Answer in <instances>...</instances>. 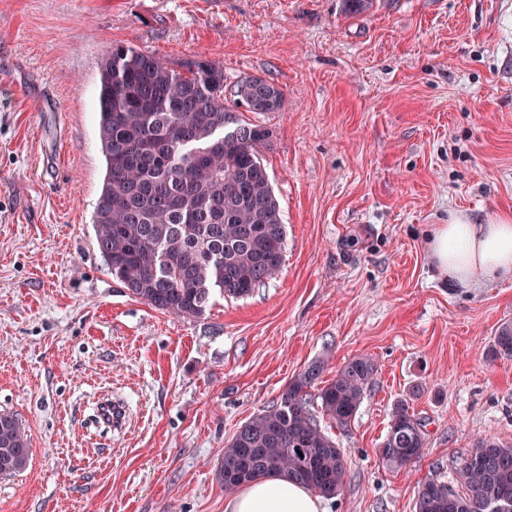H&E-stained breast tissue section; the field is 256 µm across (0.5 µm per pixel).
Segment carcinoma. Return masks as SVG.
Returning <instances> with one entry per match:
<instances>
[{
    "instance_id": "obj_1",
    "label": "carcinoma",
    "mask_w": 512,
    "mask_h": 512,
    "mask_svg": "<svg viewBox=\"0 0 512 512\" xmlns=\"http://www.w3.org/2000/svg\"><path fill=\"white\" fill-rule=\"evenodd\" d=\"M250 112H277L283 92L268 82L252 91L236 84ZM99 139L106 175L93 229L98 250L133 296L185 317L204 315L210 298H246L275 278L287 233L260 151L271 138L262 125L240 122L224 103V64L203 55L179 64L134 47L114 46L100 62ZM235 125L238 136L226 127ZM494 357H512V322L490 341ZM314 361L280 399L254 415L224 446L221 478L233 492L265 476H284L324 497L341 490L345 452L307 407L318 388L322 413L340 427L356 415L377 372L369 356L346 362L324 386ZM427 447L423 424L407 401L394 407L380 456L405 469ZM252 452L247 453L245 449ZM22 420L0 418V465L27 467ZM458 487L434 478L418 486L415 512H512V445L480 438L456 469Z\"/></svg>"
}]
</instances>
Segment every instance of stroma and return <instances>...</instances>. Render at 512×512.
<instances>
[{
	"label": "stroma",
	"mask_w": 512,
	"mask_h": 512,
	"mask_svg": "<svg viewBox=\"0 0 512 512\" xmlns=\"http://www.w3.org/2000/svg\"><path fill=\"white\" fill-rule=\"evenodd\" d=\"M224 64V102L273 132L261 158L286 225L276 278L183 318L136 299L95 244L105 175L98 63L113 45ZM261 76L280 111L236 104ZM512 212V0H0V412L27 467L0 512H224L218 467L237 428L310 362L378 370L344 427L325 512H415L473 443L512 444V280L448 281L433 225ZM122 400V431L93 424ZM425 424L412 467L379 458L400 401ZM489 353L494 357H512V322L502 323L490 341Z\"/></svg>",
	"instance_id": "obj_1"
}]
</instances>
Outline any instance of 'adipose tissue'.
<instances>
[{"instance_id": "ef3b65f1", "label": "adipose tissue", "mask_w": 512, "mask_h": 512, "mask_svg": "<svg viewBox=\"0 0 512 512\" xmlns=\"http://www.w3.org/2000/svg\"><path fill=\"white\" fill-rule=\"evenodd\" d=\"M439 271L461 285L479 279L512 278V216L473 224L456 216L436 225L428 243ZM224 512H324L323 501L307 487L282 477H264L227 498Z\"/></svg>"}]
</instances>
